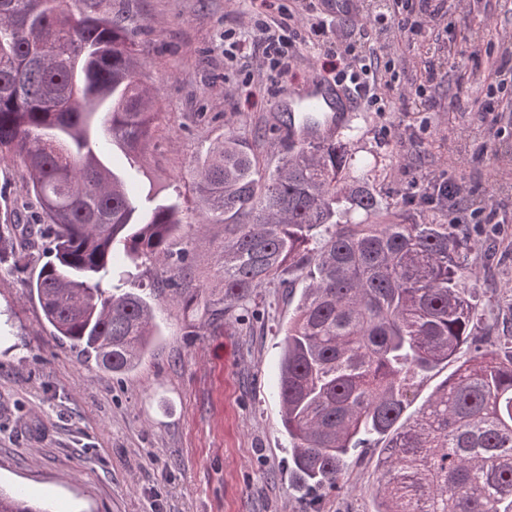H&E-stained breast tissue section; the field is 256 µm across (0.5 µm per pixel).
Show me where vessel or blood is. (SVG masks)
Returning <instances> with one entry per match:
<instances>
[{
	"instance_id": "obj_1",
	"label": "vessel or blood",
	"mask_w": 512,
	"mask_h": 512,
	"mask_svg": "<svg viewBox=\"0 0 512 512\" xmlns=\"http://www.w3.org/2000/svg\"><path fill=\"white\" fill-rule=\"evenodd\" d=\"M357 103L340 84L311 78L304 93L288 102L289 133L299 141L314 135L329 137L340 133Z\"/></svg>"
}]
</instances>
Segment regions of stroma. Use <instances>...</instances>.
I'll use <instances>...</instances> for the list:
<instances>
[{"mask_svg":"<svg viewBox=\"0 0 512 512\" xmlns=\"http://www.w3.org/2000/svg\"><path fill=\"white\" fill-rule=\"evenodd\" d=\"M289 0H127L129 25L145 49L156 131L128 157L111 138L99 156L137 205L178 203L184 224L172 252L193 260L192 287L220 297L224 227L200 223L188 169L233 131L269 166L283 151L279 99L310 71L336 74L318 46L297 52L287 72L253 50L254 20L288 22ZM233 32L252 51L224 56ZM436 81L422 83L426 46ZM512 52V0H445L422 43L382 36L374 58L401 60L407 96L390 112L359 109L352 121L356 166H377L369 184L393 202L412 183L444 175L461 185L455 217L471 236H491L497 256L478 269L476 293L490 321L512 330V89L499 109L478 111L486 48ZM495 207L500 224L475 225L471 211ZM38 206L16 165L0 158V224L27 223ZM28 270L0 264V491L21 492L52 512H372L375 440L337 488L307 491L288 474L277 377L283 333L306 283L261 288L247 309L218 325L171 304L161 267L146 264L134 285L155 309L160 335L137 367L112 373L54 335L28 287Z\"/></svg>","mask_w":512,"mask_h":512,"instance_id":"1","label":"stroma"}]
</instances>
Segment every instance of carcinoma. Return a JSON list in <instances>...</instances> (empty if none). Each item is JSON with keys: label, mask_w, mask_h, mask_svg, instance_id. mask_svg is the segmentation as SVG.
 Instances as JSON below:
<instances>
[{"label": "carcinoma", "mask_w": 512, "mask_h": 512, "mask_svg": "<svg viewBox=\"0 0 512 512\" xmlns=\"http://www.w3.org/2000/svg\"><path fill=\"white\" fill-rule=\"evenodd\" d=\"M83 0H0V154L19 164L41 209L49 260L30 291L56 336L101 368L134 369L158 336L146 298L125 285L153 262L170 302L229 314L284 275L308 281L284 338L278 378L290 469L299 487L339 486L354 453L385 439L375 512H512V352L497 349L467 287L480 244L448 223L399 224L349 176L346 139L285 143L275 169L230 132L191 169L202 222L224 225L218 299L183 288L169 263L176 204L142 209L97 150L95 123L129 154L154 136L144 49L126 17ZM377 216L353 224L350 216ZM0 226V262L32 264L29 236ZM123 246L122 265L116 246ZM457 363L418 414V377ZM0 512H43L0 494Z\"/></svg>", "instance_id": "obj_1"}]
</instances>
